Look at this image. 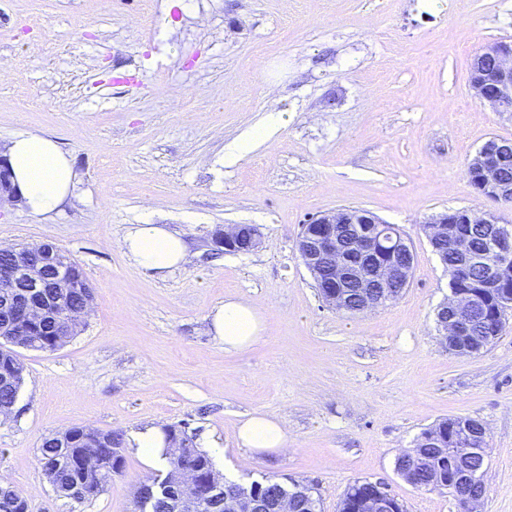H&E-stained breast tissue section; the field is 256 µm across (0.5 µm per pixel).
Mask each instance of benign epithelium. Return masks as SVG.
Segmentation results:
<instances>
[{"label":"benign epithelium","instance_id":"obj_1","mask_svg":"<svg viewBox=\"0 0 512 512\" xmlns=\"http://www.w3.org/2000/svg\"><path fill=\"white\" fill-rule=\"evenodd\" d=\"M470 89L473 98L481 106H488L497 112H512V42L501 41L494 45L491 51L478 53L472 63ZM512 154V143L488 140L476 155L469 161L467 169L476 174V193L495 203L509 204L512 202V182L503 180L499 176V164L505 154ZM11 171L6 158L0 157V201L15 204L20 202V196L13 185ZM487 224L490 226L486 240L484 255L476 258L464 253L455 273V283L448 284L449 294L447 302L441 304L436 316L439 320V331L444 338L445 345L455 351L479 352L491 340L489 336L475 337L471 333L472 312L488 302V289L497 287V279L507 268L512 259V233L499 225L498 218L493 214H483L476 217V213L468 209L449 210L434 216L429 221L428 232L430 242L445 231L447 224ZM342 224H362L364 229L360 232L358 250L360 255L370 263L379 266L380 276L373 284L366 280L364 272L358 265L349 263L346 256V247L339 236L337 226ZM214 240L224 243V249L233 251L238 249L243 241L254 248L263 243L261 233L250 225L235 224L230 228L219 230ZM407 251L410 244L405 236L395 228L387 225L371 211H358L351 207H339L315 217L301 226L296 241V251L301 263L309 270L319 267H328L333 270L335 283L339 284L349 278L358 281L362 290V310L370 311L383 301L394 297L396 289L409 285L410 266L396 264L383 265L381 258L385 250ZM493 259L491 270L486 283L477 288H464L462 283L467 280V270L473 262H482L484 257ZM56 267V276L53 282H48L41 271L46 265ZM71 277L58 263L51 251H34L23 261L16 262L0 272V299L5 307L6 325L10 330L22 332L26 328L52 317L58 325H67L65 300L61 294L49 293V288H71ZM451 442L458 445L454 449L455 457L448 464V483L445 490L455 497L462 508V512H473L479 506V501L470 495L467 486L482 483L478 474L458 472L462 461L473 453L485 447V439L473 432L466 431ZM170 479L163 482H143L135 492L139 510L149 508L148 494H162L170 488ZM224 504L227 507L247 512L257 508H265L270 512H281L280 504H264L252 496L247 497L239 492L224 491Z\"/></svg>","mask_w":512,"mask_h":512}]
</instances>
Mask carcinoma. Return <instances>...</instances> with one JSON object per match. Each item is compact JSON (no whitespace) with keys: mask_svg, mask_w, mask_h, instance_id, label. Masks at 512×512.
Returning a JSON list of instances; mask_svg holds the SVG:
<instances>
[{"mask_svg":"<svg viewBox=\"0 0 512 512\" xmlns=\"http://www.w3.org/2000/svg\"><path fill=\"white\" fill-rule=\"evenodd\" d=\"M465 240L475 250L483 246L486 227L483 224H467L463 227ZM54 255L64 260L73 278H84L86 274L77 260L66 251L48 244ZM441 265L446 272L453 273L461 261L460 244L454 234L437 241L434 246ZM85 296L73 288L69 294V324L63 333L45 324L34 331L13 336L0 328V417H8L17 401L24 383V368L14 353V348H30L52 352L67 344L78 333L84 323ZM466 428L474 433H484L485 425L469 417H448L424 429L416 438L414 448L395 460V471L404 480L418 489L441 488L448 481V463L445 450L426 444L425 437L436 435L447 439L456 429ZM165 448L162 456L167 471L181 467L197 472L203 490L215 486L238 489L240 484L228 481L216 471L211 458L195 441L189 424L181 422L163 429ZM124 435L119 430H100L90 426L73 427L63 435L46 437L39 448V461L49 481L61 497L93 499L101 495L112 481V474L122 472L124 457L117 451L124 447ZM266 498L288 497L293 512H320L319 498L314 488L297 483L292 489L278 480L267 479L252 483ZM383 491L377 482L357 480L351 484L340 501L338 512H360L362 501ZM24 504L8 485H0V512H26Z\"/></svg>","mask_w":512,"mask_h":512,"instance_id":"obj_1","label":"carcinoma"}]
</instances>
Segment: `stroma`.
Returning a JSON list of instances; mask_svg holds the SVG:
<instances>
[{"label":"stroma","instance_id":"obj_1","mask_svg":"<svg viewBox=\"0 0 512 512\" xmlns=\"http://www.w3.org/2000/svg\"><path fill=\"white\" fill-rule=\"evenodd\" d=\"M510 40L512 0H0V153L44 135L76 173L52 215L1 208L0 246H59L94 294L70 342L18 352L0 484L28 512H136L156 470L135 434L186 421L238 482L312 484L321 512L365 479L407 512H460L394 461L461 416L488 431L478 512H512V311L492 346L449 352L434 318L448 275L424 230L456 208L512 225V206L465 174L486 141L512 142V114L470 92L474 55ZM273 112L272 134L222 164ZM342 206L397 225L414 253L403 295L357 315L322 302L295 249L302 224ZM146 223L179 234L186 263L163 276L137 266L121 242ZM233 224L258 226L264 247L216 250L215 230ZM228 294L265 322L243 352L209 329ZM256 413L283 426L281 451L238 443ZM81 425L126 437L122 473L90 500L58 496L38 460L44 437Z\"/></svg>","mask_w":512,"mask_h":512}]
</instances>
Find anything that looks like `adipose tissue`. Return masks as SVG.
<instances>
[{
	"instance_id": "adipose-tissue-1",
	"label": "adipose tissue",
	"mask_w": 512,
	"mask_h": 512,
	"mask_svg": "<svg viewBox=\"0 0 512 512\" xmlns=\"http://www.w3.org/2000/svg\"><path fill=\"white\" fill-rule=\"evenodd\" d=\"M5 156L13 182L30 212L52 214L70 195L75 183L71 162L51 139L38 134L17 136ZM122 247L138 266L161 275L182 264L187 253L184 240L159 224L133 226L125 234ZM210 318L215 336L223 340L228 352L249 349L263 331L256 307L232 294L212 310ZM237 437L241 446L256 452L277 451L286 443L280 423L261 415L244 420Z\"/></svg>"
}]
</instances>
